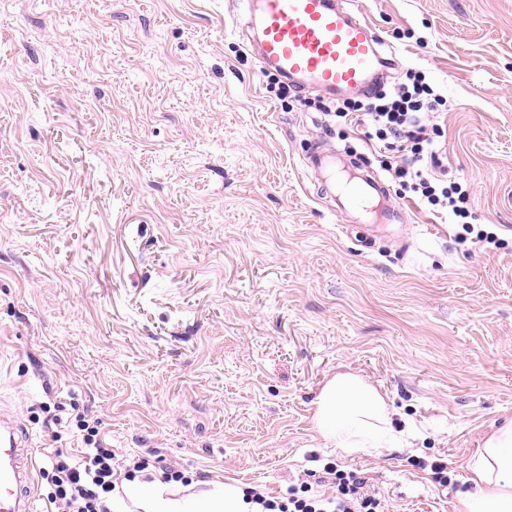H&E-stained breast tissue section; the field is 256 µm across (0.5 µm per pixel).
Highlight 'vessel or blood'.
<instances>
[{"instance_id": "1", "label": "vessel or blood", "mask_w": 512, "mask_h": 512, "mask_svg": "<svg viewBox=\"0 0 512 512\" xmlns=\"http://www.w3.org/2000/svg\"><path fill=\"white\" fill-rule=\"evenodd\" d=\"M246 26L259 46L264 69L301 92L326 97L363 96L381 86L390 66L384 39L361 7L336 0H243ZM304 173L318 195L331 201L350 225L393 230L406 211L364 161L317 148ZM29 438L8 411L0 413V512H36Z\"/></svg>"}]
</instances>
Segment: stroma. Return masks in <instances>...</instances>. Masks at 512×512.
Returning a JSON list of instances; mask_svg holds the SVG:
<instances>
[{"instance_id": "1", "label": "stroma", "mask_w": 512, "mask_h": 512, "mask_svg": "<svg viewBox=\"0 0 512 512\" xmlns=\"http://www.w3.org/2000/svg\"><path fill=\"white\" fill-rule=\"evenodd\" d=\"M363 3L387 86L421 70L445 99L427 125L470 225L407 198L400 241L357 245L302 162L352 147L381 174L383 146L278 97L239 0H0V408L32 448L59 402L155 480L276 496L332 462L389 512H458L512 417V0ZM339 369L413 447L346 458L314 432Z\"/></svg>"}]
</instances>
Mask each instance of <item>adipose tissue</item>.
I'll return each instance as SVG.
<instances>
[{
    "instance_id": "adipose-tissue-1",
    "label": "adipose tissue",
    "mask_w": 512,
    "mask_h": 512,
    "mask_svg": "<svg viewBox=\"0 0 512 512\" xmlns=\"http://www.w3.org/2000/svg\"><path fill=\"white\" fill-rule=\"evenodd\" d=\"M395 409L381 387L350 370L325 378L314 400L312 426L346 456L402 448L407 439L395 427ZM472 490L461 496V512H512V418L492 428L468 465ZM115 512H255L243 488L210 481L207 489L155 481H124L112 494Z\"/></svg>"
}]
</instances>
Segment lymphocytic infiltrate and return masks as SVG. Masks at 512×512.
<instances>
[{"mask_svg": "<svg viewBox=\"0 0 512 512\" xmlns=\"http://www.w3.org/2000/svg\"><path fill=\"white\" fill-rule=\"evenodd\" d=\"M409 81L392 93L379 92L365 99H345L337 104V118L371 128L388 152L385 161L403 191L416 194L433 211L454 219H468L467 193L460 183L444 176L427 177L415 162L431 154L433 140L425 133L426 116L442 105L422 72L412 71ZM50 443L43 450L44 465L39 474L49 491L46 500L53 512H112L111 495L119 482L134 479L146 468L141 458L120 461L103 447L97 422L76 415L75 428L83 442L79 458L64 454L57 443L62 438L61 418H54ZM367 480L354 471L326 467L316 486L303 485L276 498L250 489L251 502L260 512H385L384 503L366 488Z\"/></svg>", "mask_w": 512, "mask_h": 512, "instance_id": "lymphocytic-infiltrate-1", "label": "lymphocytic infiltrate"}]
</instances>
